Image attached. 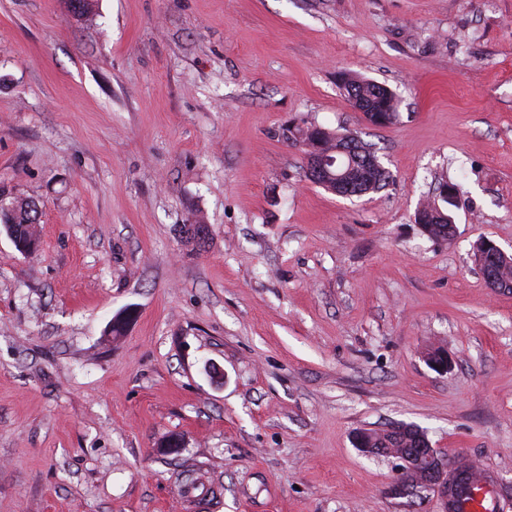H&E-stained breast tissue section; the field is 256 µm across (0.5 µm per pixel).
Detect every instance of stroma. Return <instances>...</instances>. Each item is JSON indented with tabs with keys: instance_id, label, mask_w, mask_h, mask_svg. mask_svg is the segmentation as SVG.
Wrapping results in <instances>:
<instances>
[{
	"instance_id": "stroma-1",
	"label": "stroma",
	"mask_w": 512,
	"mask_h": 512,
	"mask_svg": "<svg viewBox=\"0 0 512 512\" xmlns=\"http://www.w3.org/2000/svg\"><path fill=\"white\" fill-rule=\"evenodd\" d=\"M291 124L389 184H313ZM444 183L449 242L414 221ZM0 187L42 211L31 255L0 227V512H441L354 446L396 423L512 512V292L474 260L512 253V0H0ZM343 89L348 99L350 89L354 92L358 107L364 114L379 111L387 113L391 123L396 119L398 101L395 94L388 88L365 79L348 78L343 83Z\"/></svg>"
}]
</instances>
